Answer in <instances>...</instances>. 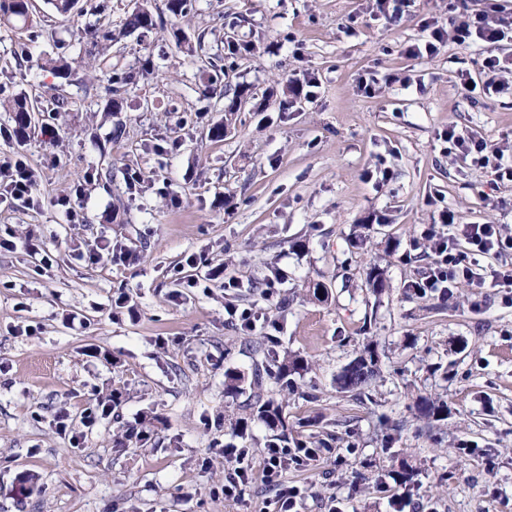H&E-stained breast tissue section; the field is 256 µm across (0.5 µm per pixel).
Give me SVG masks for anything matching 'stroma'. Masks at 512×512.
<instances>
[{
    "instance_id": "35a3bbf8",
    "label": "stroma",
    "mask_w": 512,
    "mask_h": 512,
    "mask_svg": "<svg viewBox=\"0 0 512 512\" xmlns=\"http://www.w3.org/2000/svg\"><path fill=\"white\" fill-rule=\"evenodd\" d=\"M406 2L390 21L375 0H193L179 17L148 0L165 24L143 34L124 30L135 0H76L66 15L32 0L31 28L0 26V97H40L50 115L23 142L0 137V156L22 151L41 175L32 199L0 202V239L14 243L0 250V512H265L271 432L250 420L239 434L249 392H224L225 368L251 374L255 334L304 361L277 395L289 444L321 451L285 474L302 512H324L332 495L346 512H391L402 493L406 512H512V294L410 287L434 261L418 229L447 234L441 211L512 236V182L441 137L452 125L512 156V95L486 91L482 71L484 57L512 56V41L407 56L456 2ZM107 28L103 55L138 75L114 113L85 53ZM175 28L203 37L201 55L175 49ZM227 32L250 51L225 55ZM205 55L222 58L216 83L200 70ZM46 57L66 59L68 77ZM464 71L474 93L460 87ZM57 88L67 108L52 104ZM382 169L391 180L376 178ZM76 187L79 224L56 204ZM97 240L128 261H89ZM216 264L241 288L205 281ZM189 278L202 286L183 287ZM120 290L136 315L115 307ZM230 305L268 322L240 329ZM368 343L377 375L362 394L341 392L337 375ZM115 392L118 416L83 427L89 400ZM424 398L438 417L420 415ZM63 410L69 436L54 425ZM130 428L150 442L124 443ZM222 448L247 453L244 502L215 492L231 468Z\"/></svg>"
}]
</instances>
